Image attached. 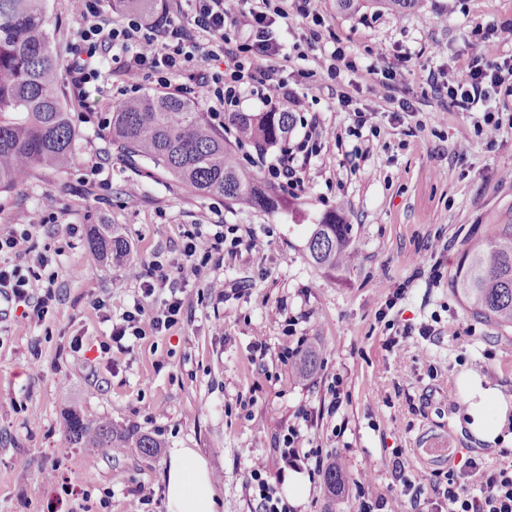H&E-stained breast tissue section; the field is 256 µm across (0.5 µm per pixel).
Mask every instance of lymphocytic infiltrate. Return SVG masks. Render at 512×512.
<instances>
[{
  "instance_id": "obj_1",
  "label": "lymphocytic infiltrate",
  "mask_w": 512,
  "mask_h": 512,
  "mask_svg": "<svg viewBox=\"0 0 512 512\" xmlns=\"http://www.w3.org/2000/svg\"><path fill=\"white\" fill-rule=\"evenodd\" d=\"M80 10L74 33L75 54L67 64L76 100H85L88 88L100 77L103 57H111L123 77L121 95L137 93L144 82L168 85L172 77H182L183 93L204 99L210 119L223 125L224 115L238 111L242 92L257 79L268 84V104L285 101L294 111L304 109V101L292 96L286 81L278 79L282 44L273 38L277 21L287 19L288 10L273 0H189L188 11H139L127 14L122 22L106 25L101 15L102 0H79ZM243 28L246 39L235 42L227 28ZM428 82L437 99L466 108L484 103L482 122L488 144H495L504 123L499 111L487 107L491 95L501 90L512 93V55L495 65L473 57L464 68L442 75H429ZM323 132L312 125L309 134L281 150L272 173L284 179L289 189L303 187L299 159L316 153ZM29 275L20 267L0 264V288L11 302L33 304L38 316H46L56 295L46 288L41 297H32ZM185 304L184 291L174 288L162 312L135 305L123 324L113 327L111 339H143L178 324ZM395 479L400 488L387 495L376 491L370 476L356 482L358 512H415L426 504L427 512H512V450L500 451L495 465L470 457L459 470L435 473L431 479L407 473L396 464ZM248 483L256 502L254 512H288V503L279 488L267 479L264 459L252 461Z\"/></svg>"
}]
</instances>
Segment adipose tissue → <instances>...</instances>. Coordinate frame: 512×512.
Segmentation results:
<instances>
[{"label":"adipose tissue","mask_w":512,"mask_h":512,"mask_svg":"<svg viewBox=\"0 0 512 512\" xmlns=\"http://www.w3.org/2000/svg\"><path fill=\"white\" fill-rule=\"evenodd\" d=\"M460 384L471 434L485 443L512 446V402L500 387L471 372L461 374ZM169 455L168 512H217L206 461L191 448H173Z\"/></svg>","instance_id":"ef3b65f1"}]
</instances>
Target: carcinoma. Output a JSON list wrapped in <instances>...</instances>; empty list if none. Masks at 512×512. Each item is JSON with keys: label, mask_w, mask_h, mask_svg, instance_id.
Here are the masks:
<instances>
[{"label": "carcinoma", "mask_w": 512, "mask_h": 512, "mask_svg": "<svg viewBox=\"0 0 512 512\" xmlns=\"http://www.w3.org/2000/svg\"><path fill=\"white\" fill-rule=\"evenodd\" d=\"M46 0H0V192H16L31 172L69 168L78 133L67 105L57 94L61 60L52 48ZM296 122L291 112H235L217 127L195 103L176 92L144 94L125 101L108 124L112 147L128 158L141 157L176 182L198 192L243 201L268 213L295 206L276 184L263 180L228 147L224 133L248 132L245 144L262 154L285 143ZM349 225L326 214L308 238L310 259L333 270L345 264ZM90 254L99 261L119 259L128 246L116 225L95 224L88 237ZM459 291L472 313L501 326H512V229L498 240L475 242L465 253ZM309 348L296 370L308 375L317 366ZM65 434L82 448H110L117 439L145 455L155 453L151 436L114 433L112 422L90 418L72 405Z\"/></svg>", "instance_id": "obj_1"}]
</instances>
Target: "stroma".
<instances>
[{"label":"stroma","mask_w":512,"mask_h":512,"mask_svg":"<svg viewBox=\"0 0 512 512\" xmlns=\"http://www.w3.org/2000/svg\"><path fill=\"white\" fill-rule=\"evenodd\" d=\"M77 0H47L52 46L68 60ZM320 49L342 42L358 66L329 77L303 40L310 20L290 12L275 28L288 62L282 76L304 97L291 140L311 123L332 129L304 164L297 204L269 214L247 203L207 195L150 170L113 148L102 124L122 103L112 71L91 91L90 120L72 115L78 130L73 166L39 171L22 191L0 194V221L33 225L37 251L50 259L32 281L33 296L54 287L58 300L45 319L0 301V512H126L129 492L154 493L146 512H167L169 451L192 448L213 473L217 512H253L247 468L264 458L279 474V438L299 428L310 447L340 459L345 487L330 492L324 474L309 478V494L295 512H357L354 480L366 473L383 493L397 491L394 451L412 473L431 476L471 456L496 460L499 451L459 422V377L474 372L512 396V327L470 313L457 289L469 241L495 240L512 224V129L495 146L480 131L481 105L464 110L437 104L430 72L460 70L472 54L495 62L512 54V0H422L418 11L393 15L371 6L342 14L335 0H317ZM500 33L475 40L478 22ZM403 63L392 106L372 89L368 66L377 53ZM359 100L367 122L356 127L339 97ZM466 143L465 159L453 147ZM365 150L359 168L346 156ZM137 195H127L130 185ZM351 228L354 261L326 270L314 265L307 241L327 212ZM118 225L130 253L107 264L92 259L87 238L95 224ZM78 225L74 236L65 227ZM261 238L265 248L214 251V235ZM200 230L198 253L211 259L200 279L182 282L184 235ZM425 272H418V265ZM162 267L167 282L152 296L162 309L170 289L188 295L171 330L123 344L110 337L141 286ZM224 280V296L203 282ZM400 300H392L395 289ZM414 327L391 350L392 325ZM432 325L436 336L417 334ZM263 334L265 352L252 348ZM318 343L316 370L298 377L280 354L298 339ZM338 409H331L332 397ZM79 404L118 432L146 434L154 455L116 441L81 448L64 433L66 411ZM55 471L59 483L43 478Z\"/></svg>","instance_id":"stroma-1"}]
</instances>
